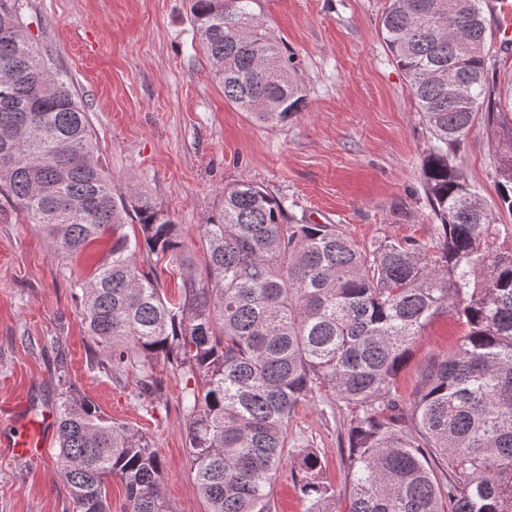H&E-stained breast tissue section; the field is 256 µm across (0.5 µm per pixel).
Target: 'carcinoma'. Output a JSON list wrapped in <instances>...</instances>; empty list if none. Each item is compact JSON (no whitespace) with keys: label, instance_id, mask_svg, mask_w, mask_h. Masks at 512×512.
Segmentation results:
<instances>
[{"label":"carcinoma","instance_id":"carcinoma-1","mask_svg":"<svg viewBox=\"0 0 512 512\" xmlns=\"http://www.w3.org/2000/svg\"><path fill=\"white\" fill-rule=\"evenodd\" d=\"M258 2L191 0V12L224 99L279 124L305 95ZM379 26L430 134L422 176L434 236L364 251L337 225L304 224L239 181L202 227L206 280L183 274L173 303L137 255L184 264L179 225L146 202L128 209L84 106L44 60L19 0H0V193L65 256L111 242L79 285L87 336L115 380L160 358L182 377L188 456L209 512H271L288 420L319 393L351 412L344 512H512V224L496 223L460 169L480 117L497 138L496 207L512 214V100L490 75L482 0H389ZM131 216L134 239L123 232ZM444 315L463 334L428 362L401 413L397 373ZM56 417L76 512H112L113 477L126 512H170L144 432L104 418L67 381ZM438 460L452 478H437ZM297 467L307 512H337L316 451L301 450Z\"/></svg>","mask_w":512,"mask_h":512}]
</instances>
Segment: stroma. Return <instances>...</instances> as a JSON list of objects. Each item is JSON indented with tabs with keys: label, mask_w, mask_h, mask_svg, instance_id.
<instances>
[{
	"label": "stroma",
	"mask_w": 512,
	"mask_h": 512,
	"mask_svg": "<svg viewBox=\"0 0 512 512\" xmlns=\"http://www.w3.org/2000/svg\"><path fill=\"white\" fill-rule=\"evenodd\" d=\"M21 14L49 66L83 104L100 159L116 187L145 198L182 231L198 279L206 277L202 226L224 186L249 181L285 198L311 224H337L362 249L383 239L433 236L422 164L428 146L404 73L378 24L388 0H259L268 28L294 52L306 106L288 122L261 124L224 99L193 25L189 0H20ZM495 136L476 122L461 168L488 204ZM108 249L66 257L40 225L0 199V407L55 408L61 381L105 417L145 432L163 462L171 512H207L190 468L180 405L182 381L167 362L151 368L161 388L138 395L139 371L112 380L93 363L81 307L73 298ZM463 332L435 320L399 373L410 401L422 367ZM342 403L305 401L288 422L290 449L312 448L344 506L347 429ZM0 512H76L55 458L56 436L33 462L2 446ZM295 460L274 483V512H306Z\"/></svg>",
	"instance_id": "35a3bbf8"
}]
</instances>
